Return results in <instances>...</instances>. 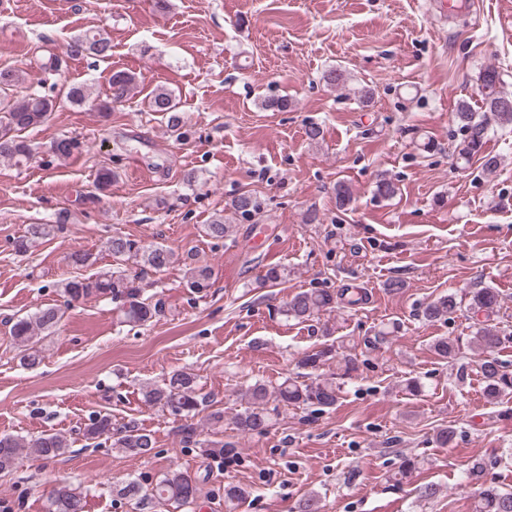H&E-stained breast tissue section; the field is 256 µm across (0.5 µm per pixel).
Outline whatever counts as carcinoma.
I'll list each match as a JSON object with an SVG mask.
<instances>
[{"mask_svg":"<svg viewBox=\"0 0 512 512\" xmlns=\"http://www.w3.org/2000/svg\"><path fill=\"white\" fill-rule=\"evenodd\" d=\"M112 45L100 30L85 31L72 37L67 43L65 56L51 53L43 61L42 67L56 72L64 63V58L95 56L106 59L110 56ZM19 71L9 68L0 69V159L9 160L16 165L28 162L32 157V148L26 141L19 139L14 132L41 125L56 105L55 99L37 93L17 99L12 95L13 87L20 82ZM138 77L135 73L116 70L109 77L112 95L106 99L93 98L83 85L71 87L66 98L78 105H88L100 112H110L114 106L123 103L136 88ZM480 110H474L466 101H461L456 108L457 119L464 138L456 146L458 156L469 159L479 154L488 137L489 121L498 124H512V93L501 88L499 72L488 67L483 71L479 84ZM150 111L167 116L171 130H181V117L172 92L157 87L148 95ZM80 148V143L73 138H61L53 142L52 153L59 159L71 157ZM233 213L243 219H250L260 211L258 199L250 194H242L231 203ZM230 225L224 223V215L217 213L210 223L204 225V233L213 239H222L229 231ZM67 229L66 220L58 218L54 224H32L25 234L18 236L14 242V251L19 254L28 252L37 238L62 233ZM106 252L114 261L133 259L140 266L141 273L161 274L177 264L182 265L184 286L191 291L201 293L210 287L211 267L199 263L193 255L186 254L180 258L174 250L157 243H145L131 239L126 235L116 234L107 242ZM58 288L66 297L67 303L77 302L92 295L111 297L119 302V309L124 321L142 325L151 321L159 312V302L144 296L136 278L127 276L122 271L104 273L94 279H65ZM499 295L493 288H480L471 294L470 311L478 317L474 343L479 350L478 365L485 380V391L489 399L501 400L512 395V373L504 370L497 358V351L503 338L490 317L499 305ZM336 304V296L325 290L304 291L293 295L283 305L284 315L298 321H307L315 314L325 311ZM458 307L456 295L450 293L439 297L424 311L428 321L448 320L456 313ZM62 319L60 309L46 307L34 314L12 322L10 335L21 348V365L34 369L42 362L41 352L34 347L36 336L53 333ZM332 353V347H324L301 359L305 368L317 369L325 358ZM144 402L151 406L167 409L175 415L184 417L186 423L178 429L180 442L186 447L200 449L205 456H227L235 454L236 443L224 440L202 438V432L192 423L197 411L207 405L208 396L201 392L197 376L186 371H175L160 384H148L142 389ZM246 407L235 416V426L242 434L263 433L271 425L268 404L272 401L286 405H315L320 409H330L336 405L338 392L336 384L327 379H317L309 384L286 379L276 387L256 382L247 387L242 394ZM112 434V417L99 414L91 420L83 435L98 438ZM118 448L134 454L145 456L155 445L152 434L139 427L128 424L119 431L115 441ZM70 447L69 440L61 433H43L33 439H26L11 434L0 435V475H6L16 469L22 451L32 449L37 456L52 459L66 453ZM117 495L125 498L137 507L145 501L155 500L159 503L174 504L176 507L190 506L196 503L199 487L190 476L169 470L155 483L151 491L131 480L116 490ZM85 496L78 488L62 483L47 498L45 512H84ZM474 512H512V491L496 488L482 490L474 505Z\"/></svg>","mask_w":512,"mask_h":512,"instance_id":"1","label":"carcinoma"}]
</instances>
